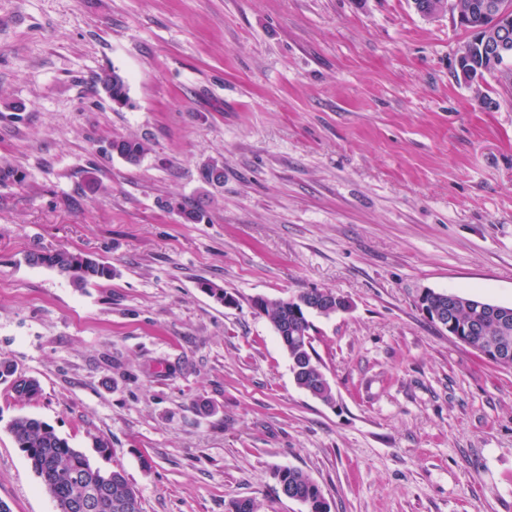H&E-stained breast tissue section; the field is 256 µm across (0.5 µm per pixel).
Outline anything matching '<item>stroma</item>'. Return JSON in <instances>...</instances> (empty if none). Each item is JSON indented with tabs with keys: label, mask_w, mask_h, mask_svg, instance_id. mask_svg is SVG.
<instances>
[{
	"label": "stroma",
	"mask_w": 512,
	"mask_h": 512,
	"mask_svg": "<svg viewBox=\"0 0 512 512\" xmlns=\"http://www.w3.org/2000/svg\"><path fill=\"white\" fill-rule=\"evenodd\" d=\"M468 38L412 0H0V356L41 386L0 381L11 512H55L19 415L124 470L143 512H306L276 467L331 512H512V368L417 304L512 305V89L487 79L486 108L456 82ZM33 248L115 274L79 288ZM313 288L352 304L313 320L330 404L252 308ZM101 83H102V87L107 86V88L104 89V91L106 93L107 98L111 102H113V105H115L116 107H119V108H122L126 105L124 97L113 98V96H112V94H116V95L123 94L125 97L127 96L126 81L120 73H118L114 70V71H112V74H106L101 79ZM109 86H112V89H110ZM112 148L128 162L137 163L145 155L146 144L134 138H118L112 141ZM432 294V291L423 292L418 298V305L436 325L448 331L454 324L452 321L448 322V314L454 311L458 305V299L462 300V298L458 294L449 293L443 296L438 308H433L429 303L430 297L433 304L440 303V300L435 294ZM10 379L12 391L20 400H33L40 394V383L37 379L17 374V369L10 360L0 358V380ZM278 468L272 471V478L288 494L298 496V501L307 506V512H330V505L323 491L306 472L292 467Z\"/></svg>",
	"instance_id": "obj_1"
}]
</instances>
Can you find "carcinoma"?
<instances>
[{
    "label": "carcinoma",
    "mask_w": 512,
    "mask_h": 512,
    "mask_svg": "<svg viewBox=\"0 0 512 512\" xmlns=\"http://www.w3.org/2000/svg\"><path fill=\"white\" fill-rule=\"evenodd\" d=\"M484 0H452V9L468 18L471 27L489 22L481 9ZM509 49L495 64H488L476 51L472 55L474 66L482 77H491L500 84L504 78L512 79V30L508 34ZM104 86L112 87L116 95L127 94L123 76L114 71L101 79ZM112 148L121 157L136 163L147 152L144 142L134 138H118ZM29 265H41L68 276L79 288L96 279L110 278L114 269L79 252L59 249L49 252L30 250L25 255ZM327 295L336 299L331 291L311 289L297 294L294 304L283 307L269 300H254L252 307L265 316L274 331L288 335V358L291 366L298 369V386L323 402H331V388L320 381L322 367L312 345L313 323L310 317L319 314L310 305L311 295ZM458 340L481 352L502 338L512 341V306L488 303V309L478 313L470 303L460 304L455 318ZM0 380L10 381L12 391L21 400H33L40 394L37 379L17 373L10 360L0 358ZM18 448L25 454L31 468L44 489L55 503L56 512H71L70 504L79 499L95 501L96 512H143L138 491L130 485L123 471H104L93 465L81 451L70 446L49 423L29 416H19L8 424ZM277 485L299 498L307 506V512H330V505L321 488L303 470L287 467L272 471Z\"/></svg>",
    "instance_id": "1"
}]
</instances>
